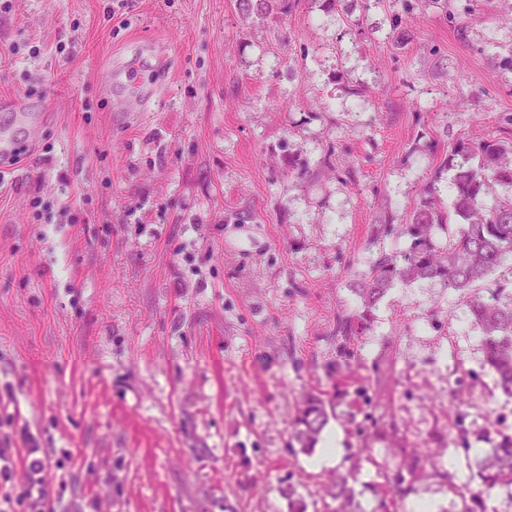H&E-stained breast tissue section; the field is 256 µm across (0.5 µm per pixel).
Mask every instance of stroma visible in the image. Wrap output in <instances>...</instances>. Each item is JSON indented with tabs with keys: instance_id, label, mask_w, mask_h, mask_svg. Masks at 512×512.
<instances>
[{
	"instance_id": "obj_1",
	"label": "stroma",
	"mask_w": 512,
	"mask_h": 512,
	"mask_svg": "<svg viewBox=\"0 0 512 512\" xmlns=\"http://www.w3.org/2000/svg\"><path fill=\"white\" fill-rule=\"evenodd\" d=\"M102 90L107 68L155 71ZM38 121L0 172V448L51 462L54 512H288L302 393L367 379L402 442L512 429L471 293L358 290L457 141L512 139V0H0V94ZM359 332L342 336L340 322ZM241 483L227 487L228 473Z\"/></svg>"
}]
</instances>
